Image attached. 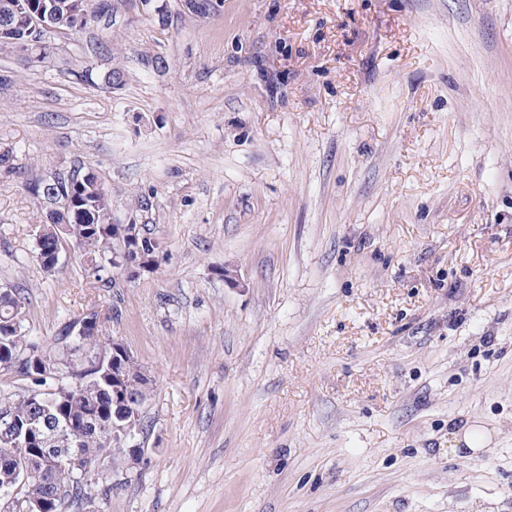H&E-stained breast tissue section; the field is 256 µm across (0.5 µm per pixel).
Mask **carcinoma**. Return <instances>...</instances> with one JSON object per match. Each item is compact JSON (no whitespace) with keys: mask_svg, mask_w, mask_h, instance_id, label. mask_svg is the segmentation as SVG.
Returning <instances> with one entry per match:
<instances>
[{"mask_svg":"<svg viewBox=\"0 0 512 512\" xmlns=\"http://www.w3.org/2000/svg\"><path fill=\"white\" fill-rule=\"evenodd\" d=\"M25 0H0V33L27 39L22 23ZM80 181L41 183L40 196L49 204L55 198L74 196L77 203L65 209L57 206L46 213L38 228L43 239L64 241L77 247L83 264L100 258H112L116 240L108 211L112 200L102 181L89 167L79 166ZM98 315L93 309L82 312L51 338L31 336L25 326L26 311L16 288L0 287V377L21 383L17 393L0 398V419L11 424L14 433L30 424L54 430L57 441L49 448H110L117 455L125 450L112 437V427L124 424L120 408L112 403V337L103 328L94 334L76 335L72 324ZM119 370L127 375L125 392L144 396V367L135 357H118ZM8 456L19 479L12 486L15 500L40 501L46 512H84L94 497L103 502L112 492V477L94 472L97 458L84 460L89 481L81 479L61 490L53 482L50 470L31 457V451L7 447L0 438V457Z\"/></svg>","mask_w":512,"mask_h":512,"instance_id":"cac0c4a2","label":"carcinoma"}]
</instances>
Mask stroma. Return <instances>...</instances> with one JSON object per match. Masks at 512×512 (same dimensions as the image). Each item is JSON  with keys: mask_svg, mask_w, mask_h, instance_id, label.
Here are the masks:
<instances>
[{"mask_svg": "<svg viewBox=\"0 0 512 512\" xmlns=\"http://www.w3.org/2000/svg\"><path fill=\"white\" fill-rule=\"evenodd\" d=\"M44 41L0 49V284L154 379L101 512H512V0H111ZM80 164L156 271L43 270L31 186Z\"/></svg>", "mask_w": 512, "mask_h": 512, "instance_id": "1", "label": "stroma"}]
</instances>
